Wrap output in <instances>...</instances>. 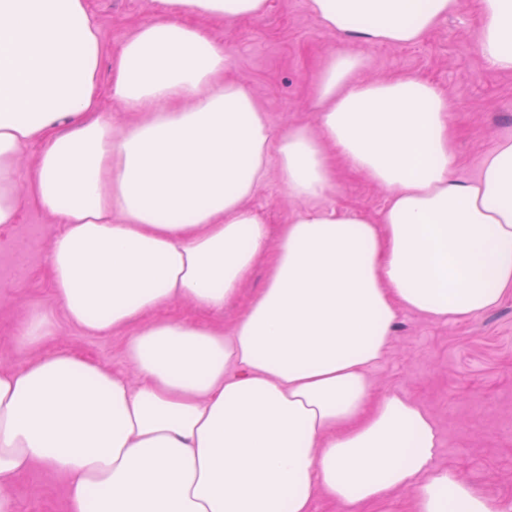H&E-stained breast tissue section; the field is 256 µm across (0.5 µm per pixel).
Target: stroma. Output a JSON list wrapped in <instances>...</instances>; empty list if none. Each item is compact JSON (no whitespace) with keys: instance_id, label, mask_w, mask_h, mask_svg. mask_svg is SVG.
Wrapping results in <instances>:
<instances>
[{"instance_id":"1","label":"stroma","mask_w":512,"mask_h":512,"mask_svg":"<svg viewBox=\"0 0 512 512\" xmlns=\"http://www.w3.org/2000/svg\"><path fill=\"white\" fill-rule=\"evenodd\" d=\"M92 18L108 52H115L133 27L153 15L152 0H88ZM477 18L467 10L441 22L424 41L408 46L363 45L371 76L412 74L452 99L450 120L457 133L455 175L478 177L487 154L502 139H512V73L496 71L480 57L473 38ZM214 41L230 57L228 74L248 80L273 126L280 130L318 118L312 98L322 59L341 49L336 34L312 14L309 0H268L264 16L232 25L207 22ZM102 58L100 81L108 83L110 60ZM386 193L360 174L340 169L338 187L319 201L337 211L374 217ZM253 207L271 225L286 223L304 209L291 198L278 173L258 188ZM53 218L26 205L16 223L0 226V365L19 369L39 356L21 344L29 315L52 312L56 326L47 349H66L123 374L131 386L140 379L125 353V337L92 336L69 323L54 301L45 273ZM266 282L258 264L244 299L213 315L183 300L171 301L164 315L231 327L252 295ZM378 390L419 402L439 428L435 464L452 467L497 506L512 512V299L459 323L432 321L402 312L389 352L371 370ZM14 512H69L67 481L37 464L20 474L10 490Z\"/></svg>"}]
</instances>
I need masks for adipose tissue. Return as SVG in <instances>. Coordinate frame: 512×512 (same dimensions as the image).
<instances>
[{
  "mask_svg": "<svg viewBox=\"0 0 512 512\" xmlns=\"http://www.w3.org/2000/svg\"><path fill=\"white\" fill-rule=\"evenodd\" d=\"M469 7L480 55L512 72V0H310L346 47L318 73L317 127L278 131L203 25L268 0H155L105 86L88 0H0V225L25 204L56 219L64 318L125 335L143 380L65 349L0 367V512L36 464L66 477L70 512H384L409 489L410 512H493L436 467L431 412L370 378L400 311L458 322L512 297V139L456 178L449 96L364 78L356 49L419 43ZM106 95L133 120L104 117ZM341 165L385 190L378 217L314 206L274 233L251 206L270 168L304 201ZM262 258L230 331L157 317L175 299L223 311Z\"/></svg>",
  "mask_w": 512,
  "mask_h": 512,
  "instance_id": "obj_1",
  "label": "adipose tissue"
}]
</instances>
